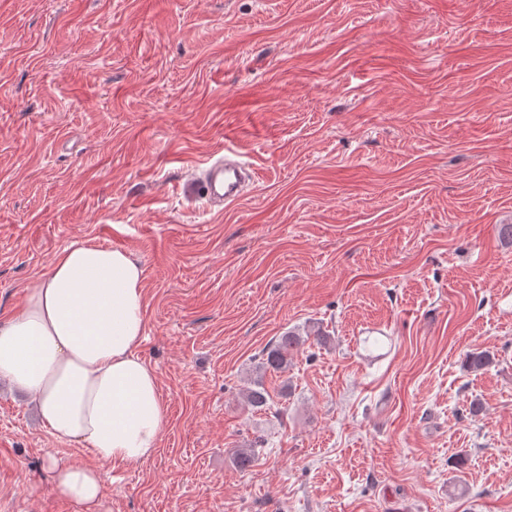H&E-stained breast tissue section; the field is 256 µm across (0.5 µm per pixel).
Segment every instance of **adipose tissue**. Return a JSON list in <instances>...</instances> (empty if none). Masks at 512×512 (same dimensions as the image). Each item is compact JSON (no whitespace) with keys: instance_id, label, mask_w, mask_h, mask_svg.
I'll list each match as a JSON object with an SVG mask.
<instances>
[{"instance_id":"adipose-tissue-1","label":"adipose tissue","mask_w":512,"mask_h":512,"mask_svg":"<svg viewBox=\"0 0 512 512\" xmlns=\"http://www.w3.org/2000/svg\"><path fill=\"white\" fill-rule=\"evenodd\" d=\"M144 313L143 270L131 253L65 246L0 323V380L30 398L56 440L102 462L142 463L167 417L156 376L137 353ZM51 471L61 496L98 512L95 468L56 460Z\"/></svg>"}]
</instances>
